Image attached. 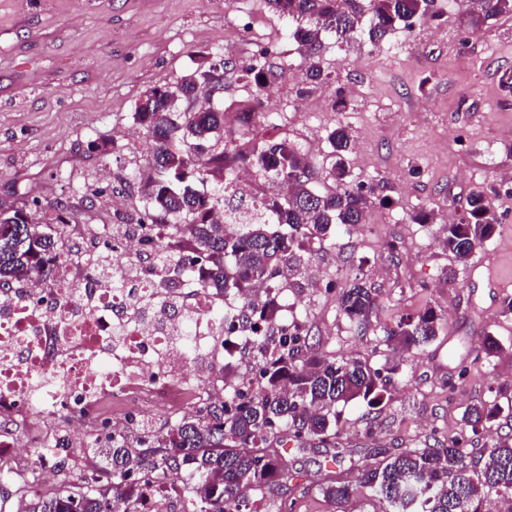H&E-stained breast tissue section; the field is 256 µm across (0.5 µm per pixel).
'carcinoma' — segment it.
Here are the masks:
<instances>
[{
  "instance_id": "1",
  "label": "carcinoma",
  "mask_w": 512,
  "mask_h": 512,
  "mask_svg": "<svg viewBox=\"0 0 512 512\" xmlns=\"http://www.w3.org/2000/svg\"><path fill=\"white\" fill-rule=\"evenodd\" d=\"M272 11L291 21L289 38L305 56L302 93L324 76L319 56L320 35L330 31L348 41L365 34L381 41L404 24L438 17L436 0H267ZM512 13V0H478L467 9V27L482 30L489 20ZM230 61L213 56L207 64L182 77L172 87L147 89L136 105L134 119L154 147L148 162L151 174L144 185L147 221L165 224L176 238L188 235L186 247L163 252L167 265L177 266L189 250L205 270L203 288L231 291L240 300L238 315L248 322L258 316L268 323L279 307L274 295L279 277L295 271L308 239H326L341 229L364 223L371 199L363 187H346L347 157L352 134L338 126L327 135L331 168L327 175L342 185L335 191L313 187L317 173L294 143L284 135L248 139L224 134V112L212 108L187 109L208 83L224 80ZM266 62L258 59L247 76L254 93L270 88ZM211 153L210 166L197 168V154ZM247 163L267 180L288 185V192L261 201L259 221L233 230L211 218L222 204L215 195L196 188L206 180L230 181L235 166ZM37 208L0 207V291L43 270L55 253L58 213L52 224L32 219ZM268 224L283 227L270 232ZM498 224L492 200L482 192L471 194L466 214L442 228V245L453 258L467 264L477 247L491 238ZM339 305L349 321L367 327L375 311L373 289L355 276L342 289ZM441 315L433 309L400 318L384 329V342L395 351L409 352L432 342ZM301 337L291 334L292 347L257 367L259 390L248 397L234 393L233 405L211 403L205 413L184 416L130 447L122 438L107 445L89 443L108 473L103 481L94 469L77 483L34 498L27 512H139L142 487L137 478L151 469L183 470V512H254L249 504L262 499L280 478L283 435L302 444L316 440L333 449L331 464L338 467L351 450L336 441L342 407L360 401L370 408L383 404L396 367L373 369L356 359L329 360L299 355ZM500 409L484 404L466 410L465 427L476 435L487 428ZM466 438L448 446L370 448L375 459L359 470L356 481L344 472L328 470L317 484L325 498L347 503L361 491L386 503L383 512H487L484 502L493 493L512 501V445L498 442L487 452L483 466L462 451Z\"/></svg>"
}]
</instances>
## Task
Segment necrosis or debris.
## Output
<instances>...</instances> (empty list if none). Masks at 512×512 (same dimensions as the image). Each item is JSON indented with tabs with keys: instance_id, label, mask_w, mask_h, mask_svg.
I'll list each match as a JSON object with an SVG mask.
<instances>
[{
	"instance_id": "1",
	"label": "necrosis or debris",
	"mask_w": 512,
	"mask_h": 512,
	"mask_svg": "<svg viewBox=\"0 0 512 512\" xmlns=\"http://www.w3.org/2000/svg\"><path fill=\"white\" fill-rule=\"evenodd\" d=\"M160 224L107 236L96 224H66L54 261L0 296V477L16 497L64 476L54 455L32 451L60 431L106 441L163 410L177 415L224 392L213 364L235 351L237 300L200 287L146 258L167 243ZM136 265L131 288H112L99 257ZM191 333L193 356L179 338Z\"/></svg>"
}]
</instances>
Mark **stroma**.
<instances>
[{
    "label": "stroma",
    "mask_w": 512,
    "mask_h": 512,
    "mask_svg": "<svg viewBox=\"0 0 512 512\" xmlns=\"http://www.w3.org/2000/svg\"><path fill=\"white\" fill-rule=\"evenodd\" d=\"M239 14L274 39L272 89L256 100L244 78L250 40L225 31ZM464 15L456 7L376 44L323 34L326 76L305 97V61L266 0H0V205L38 200L43 224L60 205L81 224L137 223L152 144L135 106L147 88L220 54L233 68L211 107L250 99L289 140L314 136L317 189L333 186L328 131L342 125L354 137L349 183L370 192L366 222L312 241L302 271L284 283L308 353L398 367L380 408L344 407L340 443L364 463L377 446L445 443L464 434V411L480 403L501 413L465 452L512 443V314L501 312L512 287L493 283L512 280V92L501 86L512 71V15L476 34ZM478 191L493 198L499 223L464 266L440 232ZM421 212L428 223L416 222ZM357 275L377 298L363 330L338 303ZM428 307L442 315L435 340L410 353L387 346L384 328ZM488 335L501 344L489 358ZM330 454L313 441L286 444L282 490L257 501V512H380L368 496L337 505L318 494Z\"/></svg>",
    "instance_id": "stroma-1"
}]
</instances>
